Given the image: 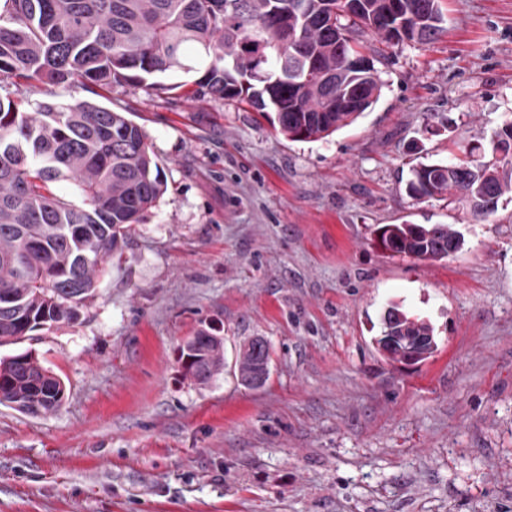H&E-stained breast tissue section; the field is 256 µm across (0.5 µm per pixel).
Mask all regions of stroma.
<instances>
[{"instance_id": "1", "label": "stroma", "mask_w": 512, "mask_h": 512, "mask_svg": "<svg viewBox=\"0 0 512 512\" xmlns=\"http://www.w3.org/2000/svg\"><path fill=\"white\" fill-rule=\"evenodd\" d=\"M440 7L430 44L360 37L382 95L324 140L198 94L200 65L30 95L125 113L167 191L78 320L0 346L66 386L53 414L0 406V512H512V201L476 223L406 193L417 163L512 122V0ZM403 223L465 246L390 256L374 231ZM392 302L433 325V357L378 351ZM200 329L228 363L205 384L179 359ZM254 336L271 346L259 387L230 367Z\"/></svg>"}]
</instances>
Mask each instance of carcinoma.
I'll return each mask as SVG.
<instances>
[{"label": "carcinoma", "mask_w": 512, "mask_h": 512, "mask_svg": "<svg viewBox=\"0 0 512 512\" xmlns=\"http://www.w3.org/2000/svg\"><path fill=\"white\" fill-rule=\"evenodd\" d=\"M0 0V345L75 321L107 263L167 190L145 130L89 100H18L45 86L90 90L188 70L218 99L276 114L280 133L316 141L353 124L381 97L375 66L348 64L356 37L428 43L443 31L438 0ZM358 98L360 109H349ZM492 159L419 163L407 193L457 200L484 221L512 196V123L494 132ZM72 183L77 199L54 190ZM396 256L440 261L464 246L450 224H385ZM198 330L180 348L184 373L204 384L224 370V343ZM373 344L393 363L423 362L438 349L432 325L391 302ZM270 347L255 339L235 359L247 385L267 373ZM62 380L29 352L0 359V405L29 415L56 411Z\"/></svg>", "instance_id": "obj_1"}]
</instances>
